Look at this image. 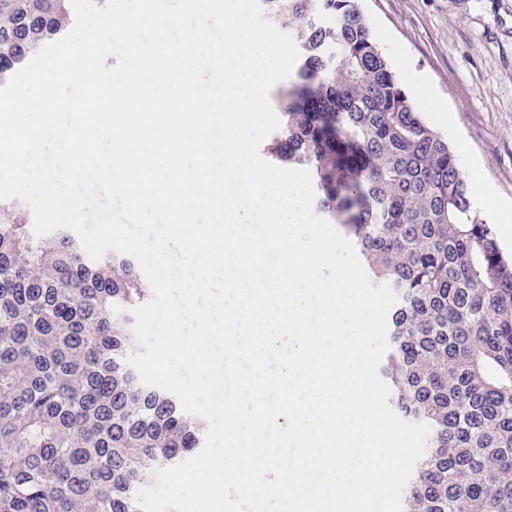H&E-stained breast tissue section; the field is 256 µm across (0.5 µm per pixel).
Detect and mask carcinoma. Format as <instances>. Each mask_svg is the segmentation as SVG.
Listing matches in <instances>:
<instances>
[{"label":"carcinoma","instance_id":"cac0c4a2","mask_svg":"<svg viewBox=\"0 0 512 512\" xmlns=\"http://www.w3.org/2000/svg\"><path fill=\"white\" fill-rule=\"evenodd\" d=\"M67 0H0V85L71 22ZM301 64L274 94L271 160L310 171L317 208L398 300L382 368L430 428L403 512H512V258L474 208L448 141L420 117L360 0H261ZM134 259H90L65 228L37 237L0 200V512H141L157 468L204 424L141 383Z\"/></svg>","mask_w":512,"mask_h":512}]
</instances>
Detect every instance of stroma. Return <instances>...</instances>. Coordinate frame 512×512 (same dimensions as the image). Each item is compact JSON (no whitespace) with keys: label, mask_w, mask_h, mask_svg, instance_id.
Here are the masks:
<instances>
[{"label":"stroma","mask_w":512,"mask_h":512,"mask_svg":"<svg viewBox=\"0 0 512 512\" xmlns=\"http://www.w3.org/2000/svg\"><path fill=\"white\" fill-rule=\"evenodd\" d=\"M421 117L512 202V0H362Z\"/></svg>","instance_id":"stroma-1"}]
</instances>
